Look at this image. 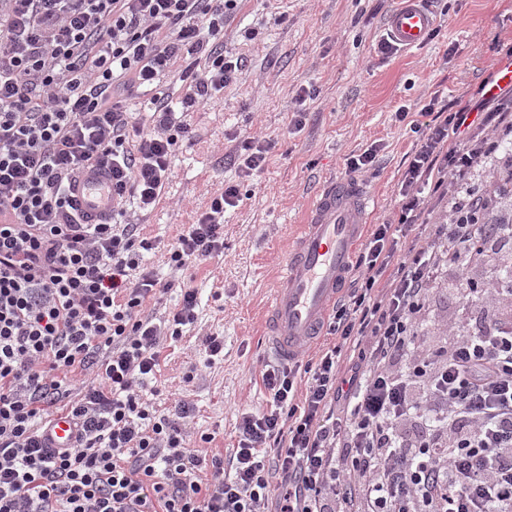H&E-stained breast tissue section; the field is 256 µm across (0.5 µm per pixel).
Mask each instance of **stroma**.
<instances>
[{
  "mask_svg": "<svg viewBox=\"0 0 512 512\" xmlns=\"http://www.w3.org/2000/svg\"><path fill=\"white\" fill-rule=\"evenodd\" d=\"M403 0H241L224 24V52L245 66L223 95L187 113L193 139L178 143L173 176L162 198L139 220L160 247L148 266L167 272L164 247L210 204L224 184L240 187L227 211L222 255L177 272L200 288L198 320L177 343L164 346L156 408L182 399L195 411L185 421L191 445L230 456L242 413L267 399L261 371L271 354L262 318L282 272L292 231L303 223L315 191L347 176L346 160L371 147L381 166L368 183L378 206L372 223L396 221L402 162L418 135L398 121L399 107L419 112L431 99L466 104L512 45V0H435V38L378 54L376 43ZM255 31L247 40V31ZM311 99L298 102L300 90ZM308 114L292 130L293 112ZM273 140L263 170L243 176L231 158L234 138ZM223 337L222 356L209 359L203 340ZM211 442H201V435Z\"/></svg>",
  "mask_w": 512,
  "mask_h": 512,
  "instance_id": "35a3bbf8",
  "label": "stroma"
}]
</instances>
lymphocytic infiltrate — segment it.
Instances as JSON below:
<instances>
[{"label":"lymphocytic infiltrate","instance_id":"f902f5d3","mask_svg":"<svg viewBox=\"0 0 512 512\" xmlns=\"http://www.w3.org/2000/svg\"><path fill=\"white\" fill-rule=\"evenodd\" d=\"M239 0H0V512H512V279L475 263L512 258L506 191L512 86L479 89L477 114L428 103L407 156L399 218L359 250L326 326L332 346L306 364L265 365V407L243 413L224 459L189 447L178 401L144 393L160 349L197 320L198 290L142 268L156 241L148 210L192 129L178 110L207 104L244 59L224 52ZM180 69V102L157 86ZM152 89L150 123L122 110ZM112 175L111 215L85 223L72 192L86 168ZM492 171L494 188L470 187ZM447 203L428 223L430 196ZM225 185L168 249L180 270L224 251ZM462 306L425 315L444 267ZM174 310L146 309L169 291ZM94 379L71 399L72 375ZM72 447L45 434L58 413Z\"/></svg>","mask_w":512,"mask_h":512}]
</instances>
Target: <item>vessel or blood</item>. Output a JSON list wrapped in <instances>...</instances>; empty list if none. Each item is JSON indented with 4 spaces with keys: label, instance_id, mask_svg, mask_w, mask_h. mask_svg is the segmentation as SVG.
<instances>
[{
    "label": "vessel or blood",
    "instance_id": "1",
    "mask_svg": "<svg viewBox=\"0 0 512 512\" xmlns=\"http://www.w3.org/2000/svg\"><path fill=\"white\" fill-rule=\"evenodd\" d=\"M432 25L421 0H405L391 17L388 31L408 48L420 45ZM77 198L86 220L96 223L112 208L110 178L97 171L83 175ZM376 206L374 191L356 178L331 179L315 192L308 222L288 252L266 318L267 345L280 362L299 361L304 348L322 334ZM73 439L71 420L61 416L46 442L52 448H67Z\"/></svg>",
    "mask_w": 512,
    "mask_h": 512
}]
</instances>
